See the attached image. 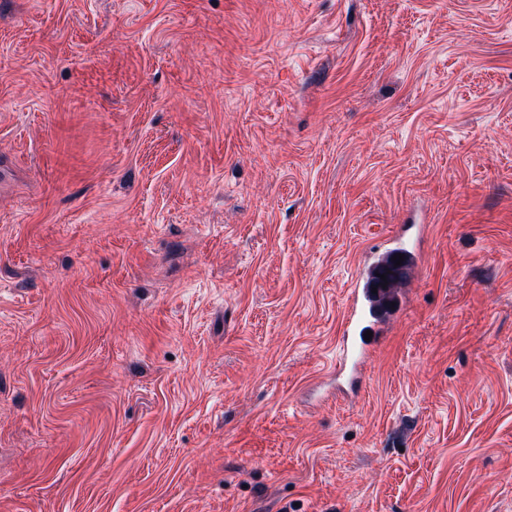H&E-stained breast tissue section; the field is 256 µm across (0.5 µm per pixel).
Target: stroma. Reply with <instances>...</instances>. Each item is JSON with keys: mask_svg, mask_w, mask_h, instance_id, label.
Listing matches in <instances>:
<instances>
[{"mask_svg": "<svg viewBox=\"0 0 512 512\" xmlns=\"http://www.w3.org/2000/svg\"><path fill=\"white\" fill-rule=\"evenodd\" d=\"M0 512H512V0H0ZM414 225L404 226L386 237L380 247L366 254L354 278L348 297L342 335L339 340V358L336 375L351 387L360 382L361 368L370 349L378 344L386 324L396 317L407 301L405 285L417 274L420 256L412 246L409 231ZM404 254L402 277L390 288L377 289V294L368 288L373 273L381 266L393 261L394 255ZM395 302L394 308H390ZM367 330L373 332L370 341H365Z\"/></svg>", "mask_w": 512, "mask_h": 512, "instance_id": "obj_1", "label": "stroma"}]
</instances>
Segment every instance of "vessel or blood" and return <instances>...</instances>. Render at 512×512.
I'll return each instance as SVG.
<instances>
[{"instance_id": "b4317fda", "label": "vessel or blood", "mask_w": 512, "mask_h": 512, "mask_svg": "<svg viewBox=\"0 0 512 512\" xmlns=\"http://www.w3.org/2000/svg\"><path fill=\"white\" fill-rule=\"evenodd\" d=\"M403 255L400 280L378 291L371 290L373 273ZM420 256L411 244L408 228H400L386 237L380 247L366 254L354 278L348 297L336 374L348 385H357L361 368L373 344L379 343L386 324L396 317L407 301L405 285L417 274Z\"/></svg>"}]
</instances>
